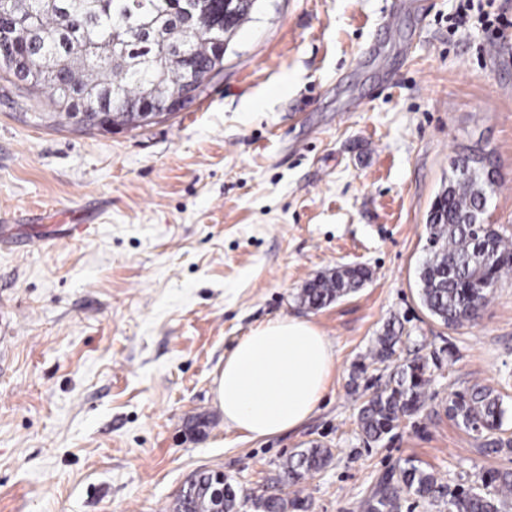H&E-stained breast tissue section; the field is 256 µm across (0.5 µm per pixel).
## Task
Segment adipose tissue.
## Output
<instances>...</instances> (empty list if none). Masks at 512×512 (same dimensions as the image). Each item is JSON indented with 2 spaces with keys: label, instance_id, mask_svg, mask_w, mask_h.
Returning <instances> with one entry per match:
<instances>
[{
  "label": "adipose tissue",
  "instance_id": "obj_1",
  "mask_svg": "<svg viewBox=\"0 0 512 512\" xmlns=\"http://www.w3.org/2000/svg\"><path fill=\"white\" fill-rule=\"evenodd\" d=\"M334 368L329 341L310 321L277 317L257 326L237 342L215 380L225 425L252 439L300 426Z\"/></svg>",
  "mask_w": 512,
  "mask_h": 512
}]
</instances>
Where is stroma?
Masks as SVG:
<instances>
[{"label":"stroma","instance_id":"obj_1","mask_svg":"<svg viewBox=\"0 0 512 512\" xmlns=\"http://www.w3.org/2000/svg\"><path fill=\"white\" fill-rule=\"evenodd\" d=\"M512 0H259L224 71L180 112L113 132L41 122L0 72V512H172L199 469L250 499L285 459L331 463L288 487L306 512H366L406 460L438 479L398 512H448L458 487L512 470L448 417L475 384L512 429V273L457 328L419 298L427 218L465 148L490 154L486 223L512 239ZM362 267L319 310L306 282ZM306 319L336 368L301 426L252 439L213 380L254 327ZM395 355L369 353L388 322ZM428 359L423 411L381 442L358 412L395 367Z\"/></svg>","mask_w":512,"mask_h":512}]
</instances>
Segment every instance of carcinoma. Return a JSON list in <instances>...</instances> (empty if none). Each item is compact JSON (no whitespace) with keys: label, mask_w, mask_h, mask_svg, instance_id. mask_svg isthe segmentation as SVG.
I'll return each instance as SVG.
<instances>
[{"label":"carcinoma","mask_w":512,"mask_h":512,"mask_svg":"<svg viewBox=\"0 0 512 512\" xmlns=\"http://www.w3.org/2000/svg\"><path fill=\"white\" fill-rule=\"evenodd\" d=\"M185 0H0V31L18 37L15 74L25 75L30 92L48 94L51 111L39 113L43 121H77L85 113L86 129L108 131L103 115L116 126L142 127L140 112H172L169 96L178 94L184 106L204 92L210 72L224 65V44L211 31L212 11L197 8L190 16ZM256 0H237L224 17V32L233 35L248 18ZM188 55L182 62L175 49ZM78 59L85 74L69 66ZM165 94L145 101V89L158 78ZM459 167H473L475 178L452 175L430 210L428 239L434 242L417 275L425 308L449 327L478 317L489 291L473 288L476 280H497L512 268V243L491 224L473 223L481 210L486 178H495L491 156L482 152L461 155ZM369 272L350 267L309 281L299 295L301 303L320 310L361 288ZM401 332L388 323L377 338L374 358H391ZM431 367L422 358L396 367L387 386L361 406L358 422L364 436L379 441L404 417L426 404ZM506 409L496 390L474 385L448 398V417L483 439L486 448H512L504 428ZM331 449L319 444L300 450L283 463V485H294L323 470L331 462ZM219 472L196 473L175 500L173 512H210V493ZM223 512H239L238 489L224 478ZM437 477L408 460L396 479H385L366 501V512H398L402 492L419 498L433 496ZM512 495V471H488L448 500V512H502ZM255 512H294L306 508L299 498L288 499L278 490L253 501Z\"/></svg>","instance_id":"obj_1"}]
</instances>
